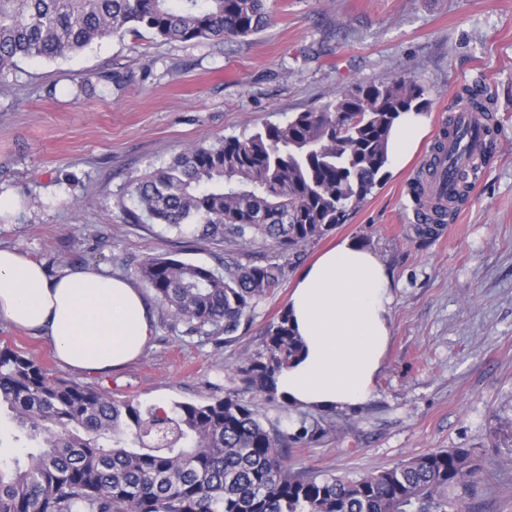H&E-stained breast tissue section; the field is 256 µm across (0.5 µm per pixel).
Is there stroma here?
<instances>
[{"label": "stroma", "mask_w": 512, "mask_h": 512, "mask_svg": "<svg viewBox=\"0 0 512 512\" xmlns=\"http://www.w3.org/2000/svg\"><path fill=\"white\" fill-rule=\"evenodd\" d=\"M270 20L246 38L165 43L126 35L55 61L23 60L0 74V247L48 275L95 266L138 281L147 258L285 262L280 288L222 346L186 335L150 300L156 331L133 362L87 375L63 367L41 338L0 318V347L115 399L206 400L238 387L236 368L264 347L299 271L337 240L375 251L393 277L392 335L373 398L332 413L249 396L259 417L326 428L289 449L295 469L357 477L420 454L479 448L484 471L456 489L462 512H512V0H269ZM412 77L429 126L399 169H388L348 221L283 260L266 245L195 241L129 223L131 176L193 145L285 123L352 84ZM483 85L498 125L485 164L445 235L417 241L408 194L463 86Z\"/></svg>", "instance_id": "stroma-1"}]
</instances>
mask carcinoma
<instances>
[{
	"mask_svg": "<svg viewBox=\"0 0 512 512\" xmlns=\"http://www.w3.org/2000/svg\"><path fill=\"white\" fill-rule=\"evenodd\" d=\"M267 0H0V74L20 59L53 60L103 39L146 32L165 42L247 37ZM409 77L358 83L317 112L248 135L193 146L128 182L129 222L147 220L201 241L290 255L344 223L386 175L395 121L427 107ZM490 120L484 90L463 88ZM186 334L228 343L280 287L277 263L221 273L154 256L140 264ZM262 352L238 368L240 389L168 408L118 400L55 377L0 348V418L26 452L0 458V512H450L448 493L482 470L467 448L418 455L356 478L295 471L289 448L325 429L261 421L244 398H277L275 378L298 351L288 312L264 329Z\"/></svg>",
	"mask_w": 512,
	"mask_h": 512,
	"instance_id": "cac0c4a2",
	"label": "carcinoma"
}]
</instances>
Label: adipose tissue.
I'll list each match as a JSON object with an SVG mask.
<instances>
[{
    "instance_id": "1",
    "label": "adipose tissue",
    "mask_w": 512,
    "mask_h": 512,
    "mask_svg": "<svg viewBox=\"0 0 512 512\" xmlns=\"http://www.w3.org/2000/svg\"><path fill=\"white\" fill-rule=\"evenodd\" d=\"M419 113L395 122L393 165L417 146ZM392 276L373 251L344 239L299 272L288 299L302 349L276 378L289 404L357 408L375 388L391 337ZM0 318L46 339L67 366L87 373L136 359L155 333L152 309L133 284L93 267L48 275L27 255L0 249Z\"/></svg>"
}]
</instances>
